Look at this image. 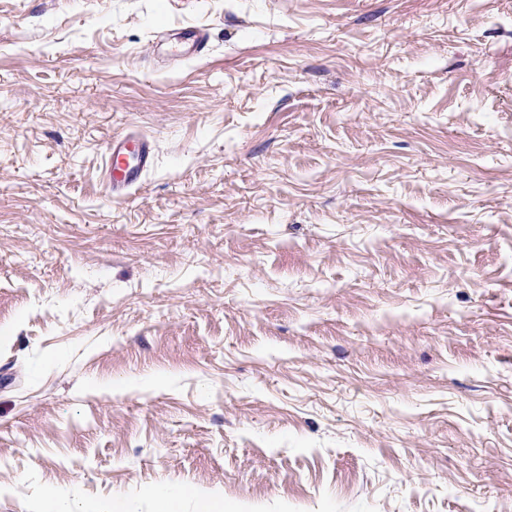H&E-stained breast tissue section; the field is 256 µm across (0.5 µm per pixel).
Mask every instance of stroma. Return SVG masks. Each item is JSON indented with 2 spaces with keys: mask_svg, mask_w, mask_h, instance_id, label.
I'll use <instances>...</instances> for the list:
<instances>
[{
  "mask_svg": "<svg viewBox=\"0 0 512 512\" xmlns=\"http://www.w3.org/2000/svg\"><path fill=\"white\" fill-rule=\"evenodd\" d=\"M185 485L512 512V0H0V512ZM183 35L176 34L178 46L174 49V55L177 57H200L208 51L207 34L200 28H187L182 32ZM153 143L136 132L113 136L106 148V179L112 193L122 195L136 186L151 166Z\"/></svg>",
  "mask_w": 512,
  "mask_h": 512,
  "instance_id": "1",
  "label": "stroma"
}]
</instances>
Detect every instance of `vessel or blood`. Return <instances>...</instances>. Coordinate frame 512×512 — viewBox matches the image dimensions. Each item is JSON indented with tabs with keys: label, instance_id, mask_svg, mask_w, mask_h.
Masks as SVG:
<instances>
[{
	"label": "vessel or blood",
	"instance_id": "obj_1",
	"mask_svg": "<svg viewBox=\"0 0 512 512\" xmlns=\"http://www.w3.org/2000/svg\"><path fill=\"white\" fill-rule=\"evenodd\" d=\"M174 50L178 57H200L208 51L205 31L184 29ZM153 159V144L143 135L128 132L112 138L106 148V179L113 193L121 195L136 186Z\"/></svg>",
	"mask_w": 512,
	"mask_h": 512
}]
</instances>
